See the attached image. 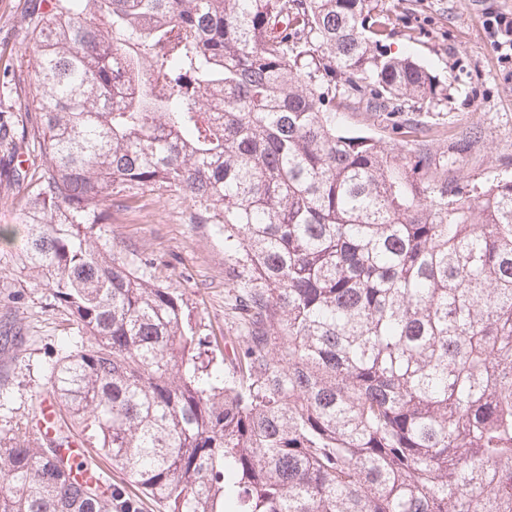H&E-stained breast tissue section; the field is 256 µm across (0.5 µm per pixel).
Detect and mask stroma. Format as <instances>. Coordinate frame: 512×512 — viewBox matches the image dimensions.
<instances>
[{"label": "stroma", "instance_id": "35a3bbf8", "mask_svg": "<svg viewBox=\"0 0 512 512\" xmlns=\"http://www.w3.org/2000/svg\"><path fill=\"white\" fill-rule=\"evenodd\" d=\"M393 14L395 34L388 42L394 54L408 53L436 75L447 88L446 99L424 103L418 114L441 149L466 130L481 139L456 163L460 183L512 176V60L491 43L485 21L512 17V0H379ZM28 0H0V58L14 59L28 37L24 16ZM341 129L366 132L396 142L392 122L379 112L346 103L339 115ZM191 207L172 192L144 190L113 209L104 237L117 244L127 259L149 256L152 277L177 288L199 323L201 337L232 335L228 280L235 265L224 253V237L212 225L190 221ZM24 192L0 183V318L11 300H18L22 339L20 353L0 345V430L23 418L32 401L46 397L45 369L71 329L65 311L54 306L49 289L31 287L11 261L25 243Z\"/></svg>", "mask_w": 512, "mask_h": 512}]
</instances>
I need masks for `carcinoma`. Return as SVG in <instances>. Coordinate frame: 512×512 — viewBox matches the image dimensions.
<instances>
[{
    "instance_id": "cac0c4a2",
    "label": "carcinoma",
    "mask_w": 512,
    "mask_h": 512,
    "mask_svg": "<svg viewBox=\"0 0 512 512\" xmlns=\"http://www.w3.org/2000/svg\"><path fill=\"white\" fill-rule=\"evenodd\" d=\"M34 82L4 66L36 147L25 248L72 336L46 368L55 434L0 435V512H512V179L450 176L336 127L351 100H442L390 55L378 0H34ZM163 187L224 235L231 369L203 358L177 289L103 240L118 197ZM78 435L122 484L71 457Z\"/></svg>"
}]
</instances>
